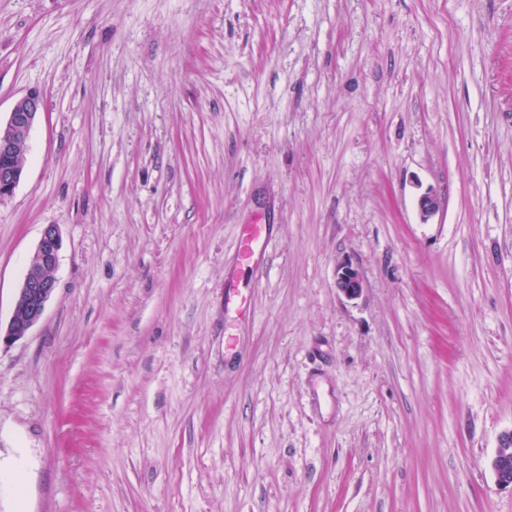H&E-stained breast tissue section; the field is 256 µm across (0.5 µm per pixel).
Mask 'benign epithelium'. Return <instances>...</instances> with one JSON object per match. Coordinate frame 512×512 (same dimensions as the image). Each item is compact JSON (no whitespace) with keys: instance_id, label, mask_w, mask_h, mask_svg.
I'll return each instance as SVG.
<instances>
[{"instance_id":"benign-epithelium-1","label":"benign epithelium","mask_w":512,"mask_h":512,"mask_svg":"<svg viewBox=\"0 0 512 512\" xmlns=\"http://www.w3.org/2000/svg\"><path fill=\"white\" fill-rule=\"evenodd\" d=\"M44 109L43 94L32 90L18 98L8 118L0 122V200L11 196L21 180L24 165L18 160L19 150L28 146L31 130ZM417 208L421 221H428L439 209L436 194L431 190L421 194ZM61 246L58 227L46 225L18 289L7 328L0 334V343L24 338L41 319L56 290L55 270ZM336 289L348 301L358 299L363 291L359 270L350 263H339ZM490 466L497 485L512 490V430L500 437Z\"/></svg>"}]
</instances>
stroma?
Returning <instances> with one entry per match:
<instances>
[{
	"label": "stroma",
	"mask_w": 512,
	"mask_h": 512,
	"mask_svg": "<svg viewBox=\"0 0 512 512\" xmlns=\"http://www.w3.org/2000/svg\"><path fill=\"white\" fill-rule=\"evenodd\" d=\"M32 88L0 512H512V0H0V118ZM61 246L58 227L46 225L18 289L3 335L0 329V345L24 338L41 319L56 290L55 270ZM270 236V227L268 224H248L247 233L244 242L245 252L253 257L256 253H262L265 250ZM336 288L346 300L358 299L363 291L359 270L350 263H339L336 266ZM512 430L504 433L490 462L491 470L498 486L512 491Z\"/></svg>",
	"instance_id": "35a3bbf8"
}]
</instances>
